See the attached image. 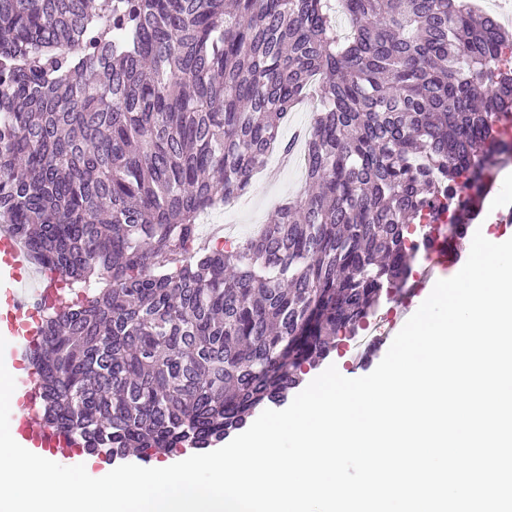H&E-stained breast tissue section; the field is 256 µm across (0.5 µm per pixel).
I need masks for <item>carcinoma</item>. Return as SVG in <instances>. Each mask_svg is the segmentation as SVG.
<instances>
[{
    "label": "carcinoma",
    "instance_id": "1",
    "mask_svg": "<svg viewBox=\"0 0 512 512\" xmlns=\"http://www.w3.org/2000/svg\"><path fill=\"white\" fill-rule=\"evenodd\" d=\"M0 0V225L70 286L33 355L48 427L89 454L208 448L283 400L448 241L512 156V30L463 0ZM319 88L307 186L237 244Z\"/></svg>",
    "mask_w": 512,
    "mask_h": 512
}]
</instances>
